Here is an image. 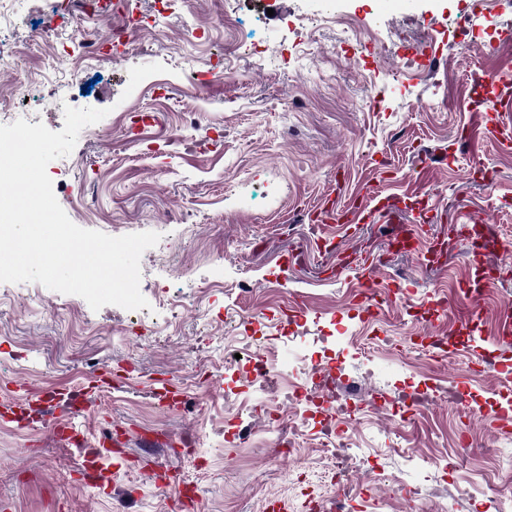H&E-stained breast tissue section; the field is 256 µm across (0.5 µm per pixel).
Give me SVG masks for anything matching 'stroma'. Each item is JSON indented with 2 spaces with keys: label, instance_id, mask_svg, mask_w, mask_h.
Returning <instances> with one entry per match:
<instances>
[{
  "label": "stroma",
  "instance_id": "stroma-1",
  "mask_svg": "<svg viewBox=\"0 0 512 512\" xmlns=\"http://www.w3.org/2000/svg\"><path fill=\"white\" fill-rule=\"evenodd\" d=\"M322 0L323 14L352 15L387 52L364 66L350 62L337 32L307 18L305 0H137L145 23L168 39L140 35L130 50L104 42L103 62L76 77H40L18 88L11 76L39 73L58 53L81 56L64 24L85 0H21L0 34V95L15 118L53 131L64 108L106 110L98 134L81 131L72 153L51 161L54 194L77 226L111 236L153 231L160 243L140 262L147 308L92 310L76 295L36 282L0 283V512H176L180 487L164 474L203 469L193 512H308L309 501L338 495L327 458L303 437L304 464L289 472L274 450L277 434L252 419L246 439L226 442L232 407L208 397L224 386V357L236 348L241 320L258 317L268 334L278 319L304 310L287 339L291 364L260 387L238 381L250 406L309 382L307 365L334 358L343 378L373 363L366 395L397 398L410 385L447 381L465 407L435 406L415 424L391 412L353 432L362 454L352 476L364 498L355 512H484L482 491L495 479L488 448L512 451V426L497 427L512 404V378L486 368L495 354L512 363V343L496 345V307L512 302V254L471 318L455 286L472 274L466 246L444 267L391 253L381 227L349 234L325 228L324 212L355 206L417 222V203L433 206L422 234L442 235L461 212L500 224L512 243V151L475 126L491 97H512V83L490 87L495 71L512 75V57L477 62L468 43L447 37L460 22L494 24L512 36V0L485 13L469 0ZM239 11L241 44L266 41V63L244 49L226 78L209 76L224 56V15ZM212 29L185 47L179 29ZM433 45L430 69L400 60L397 45ZM469 97L472 109L453 98ZM184 143L175 147L172 134ZM485 166L492 183L460 181ZM86 209H79L80 198ZM335 235L349 267L334 277L323 252ZM369 278L374 309L353 303ZM446 327L448 367L430 359L427 330ZM124 438L106 453L103 479L88 481L82 449L110 424ZM419 484L421 499L405 488Z\"/></svg>",
  "mask_w": 512,
  "mask_h": 512
}]
</instances>
